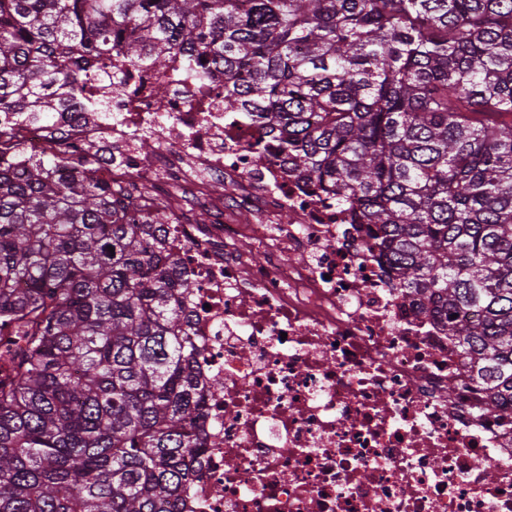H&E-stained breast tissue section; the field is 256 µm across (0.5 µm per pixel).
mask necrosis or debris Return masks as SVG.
Instances as JSON below:
<instances>
[{
    "label": "necrosis or debris",
    "mask_w": 512,
    "mask_h": 512,
    "mask_svg": "<svg viewBox=\"0 0 512 512\" xmlns=\"http://www.w3.org/2000/svg\"><path fill=\"white\" fill-rule=\"evenodd\" d=\"M169 77L164 98L113 95L111 120L78 119L68 140L99 152L105 183L169 187L198 371L223 381L204 393L206 447L182 512H512V430L502 410H473L440 326L334 197L281 156L257 158L250 119L224 109L222 74L179 64ZM188 190L208 202L206 229L184 221ZM289 253L302 261L284 264Z\"/></svg>",
    "instance_id": "4bbe7bcc"
}]
</instances>
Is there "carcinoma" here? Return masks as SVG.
<instances>
[{"label": "carcinoma", "instance_id": "carcinoma-1", "mask_svg": "<svg viewBox=\"0 0 512 512\" xmlns=\"http://www.w3.org/2000/svg\"><path fill=\"white\" fill-rule=\"evenodd\" d=\"M224 74L260 155L336 196L479 410L512 404V0H0V512H181L203 452L168 204L14 133ZM114 251H108V247Z\"/></svg>", "mask_w": 512, "mask_h": 512}]
</instances>
